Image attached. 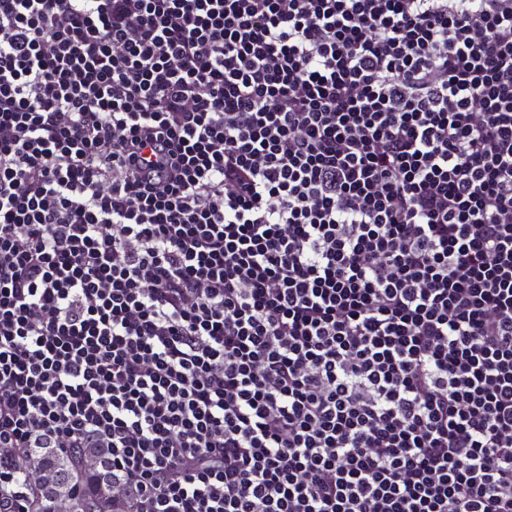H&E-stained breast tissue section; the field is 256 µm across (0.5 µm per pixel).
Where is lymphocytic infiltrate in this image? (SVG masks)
Returning a JSON list of instances; mask_svg holds the SVG:
<instances>
[{
	"instance_id": "lymphocytic-infiltrate-1",
	"label": "lymphocytic infiltrate",
	"mask_w": 512,
	"mask_h": 512,
	"mask_svg": "<svg viewBox=\"0 0 512 512\" xmlns=\"http://www.w3.org/2000/svg\"><path fill=\"white\" fill-rule=\"evenodd\" d=\"M512 512V0H0V512ZM33 456L42 478L29 512H59L62 505L65 512H110L112 467L105 449L77 448L68 453L38 448Z\"/></svg>"
}]
</instances>
